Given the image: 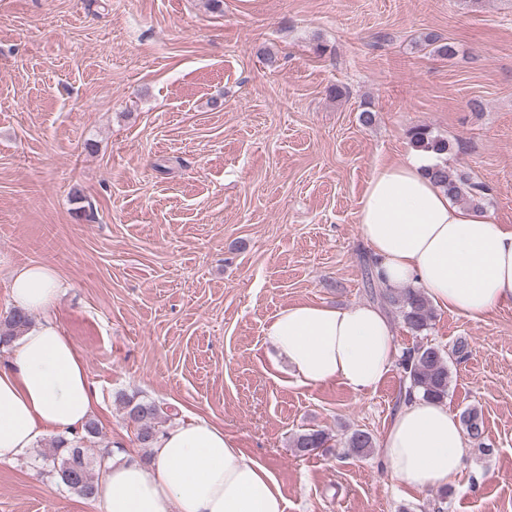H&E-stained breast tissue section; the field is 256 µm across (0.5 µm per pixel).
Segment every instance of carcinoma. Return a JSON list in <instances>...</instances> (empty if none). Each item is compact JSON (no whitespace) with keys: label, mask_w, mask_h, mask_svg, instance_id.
<instances>
[{"label":"carcinoma","mask_w":512,"mask_h":512,"mask_svg":"<svg viewBox=\"0 0 512 512\" xmlns=\"http://www.w3.org/2000/svg\"><path fill=\"white\" fill-rule=\"evenodd\" d=\"M426 45L433 47V52L443 57L455 54L452 43L442 42V37L430 33L425 36ZM411 147L423 153H429L437 158V162L427 169V175L440 186L448 196L471 207L482 204L486 188L472 180L464 171L448 169L443 156L448 154V140L432 133L426 125H418L409 131ZM370 297L384 306L395 308L404 324L414 333L420 334L427 330L433 319V305L419 288H405L401 291L381 288L368 272ZM31 323L28 314L15 311L0 321V344L9 345ZM466 344L457 343L452 352L448 353L436 345H420L403 352L400 365L402 368V383L404 392L417 391L423 397L443 401L448 396L451 372L448 364L449 356L464 358ZM120 402L126 417L135 427L136 440L143 448L152 447L159 434L162 433V423L165 422L163 408L153 400L136 399L126 395L120 396ZM460 423L467 436L482 443L484 423L481 415L475 409H467L460 415ZM98 423L90 419L83 428L82 434L68 441L60 439L52 448V472L63 478L66 471L77 468L76 478L66 483V486L85 499H91L98 493V480L95 469L101 466L102 457L89 453L86 443H93L99 438ZM331 436L323 430H310L295 435L292 447L301 455H308L320 448L328 447ZM346 445L355 454L366 457L374 448V438L363 430L352 432Z\"/></svg>","instance_id":"carcinoma-1"}]
</instances>
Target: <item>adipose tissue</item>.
<instances>
[{"label":"adipose tissue","mask_w":512,"mask_h":512,"mask_svg":"<svg viewBox=\"0 0 512 512\" xmlns=\"http://www.w3.org/2000/svg\"><path fill=\"white\" fill-rule=\"evenodd\" d=\"M432 163L411 154L375 167L357 212L375 277L391 289L417 285L434 306L472 319L512 306V228L484 208L459 206L426 175ZM10 281L14 306L43 318L0 364V462L19 459L47 434L75 433L99 403L80 354L51 316L65 288L59 272L27 264ZM267 336L305 386L339 381L364 393L397 356L388 320L363 305H291ZM382 448L392 478L439 489L461 470L466 445L447 404L416 395L395 411ZM103 474L102 512H285L271 472L206 418L159 435L149 465L115 456Z\"/></svg>","instance_id":"obj_1"}]
</instances>
